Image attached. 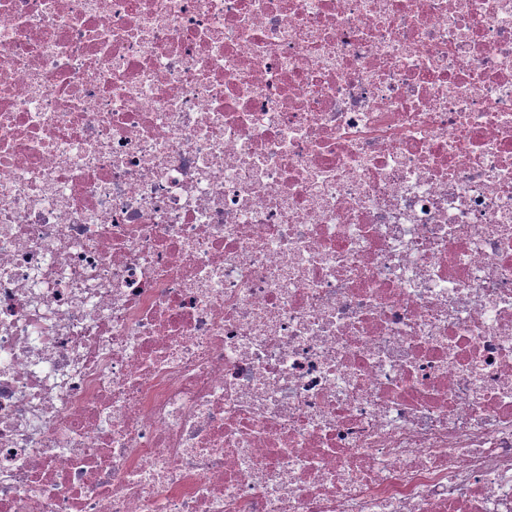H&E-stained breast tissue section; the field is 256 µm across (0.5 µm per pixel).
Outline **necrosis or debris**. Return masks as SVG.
Here are the masks:
<instances>
[{
    "instance_id": "necrosis-or-debris-1",
    "label": "necrosis or debris",
    "mask_w": 512,
    "mask_h": 512,
    "mask_svg": "<svg viewBox=\"0 0 512 512\" xmlns=\"http://www.w3.org/2000/svg\"><path fill=\"white\" fill-rule=\"evenodd\" d=\"M0 512H512V0H0Z\"/></svg>"
}]
</instances>
